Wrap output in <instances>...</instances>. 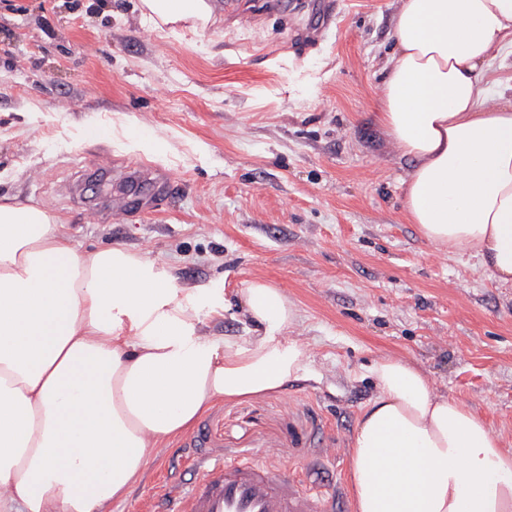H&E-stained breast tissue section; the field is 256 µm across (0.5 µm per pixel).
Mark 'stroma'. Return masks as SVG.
<instances>
[{"instance_id": "35a3bbf8", "label": "stroma", "mask_w": 512, "mask_h": 512, "mask_svg": "<svg viewBox=\"0 0 512 512\" xmlns=\"http://www.w3.org/2000/svg\"><path fill=\"white\" fill-rule=\"evenodd\" d=\"M234 0L206 29L142 17L140 0H0V198L49 207L89 249L170 267L203 331L242 336L239 290L262 278L299 311L311 374L220 402L158 447L111 512H157L189 458L268 448L304 488L351 507L349 447L376 389L366 369L407 358L512 444V288L421 237L403 214L410 168L375 117L397 0ZM101 128L87 141L82 132ZM153 147H137L138 139ZM112 161L97 183L92 164ZM170 177L122 222L87 221L126 195L125 170Z\"/></svg>"}]
</instances>
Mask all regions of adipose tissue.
<instances>
[{"label": "adipose tissue", "mask_w": 512, "mask_h": 512, "mask_svg": "<svg viewBox=\"0 0 512 512\" xmlns=\"http://www.w3.org/2000/svg\"><path fill=\"white\" fill-rule=\"evenodd\" d=\"M206 26V0H141ZM377 121L412 169L422 238L512 288V0H397ZM50 210L0 201V512H107L156 448L220 400L306 376L299 314L264 279L241 291L247 335L209 336L199 291L124 248L86 251ZM348 481L354 512H512V448L410 360L372 362Z\"/></svg>", "instance_id": "adipose-tissue-1"}]
</instances>
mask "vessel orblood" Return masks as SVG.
Here are the masks:
<instances>
[{
  "instance_id": "b4317fda",
  "label": "vessel or blood",
  "mask_w": 512,
  "mask_h": 512,
  "mask_svg": "<svg viewBox=\"0 0 512 512\" xmlns=\"http://www.w3.org/2000/svg\"><path fill=\"white\" fill-rule=\"evenodd\" d=\"M270 457L262 449L221 462H196L190 488L170 491L166 512H329Z\"/></svg>"
}]
</instances>
